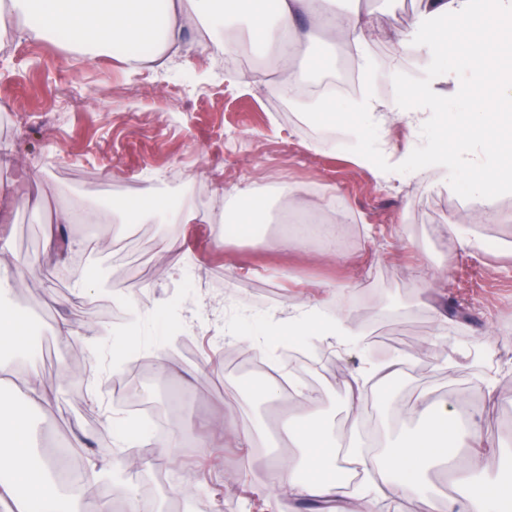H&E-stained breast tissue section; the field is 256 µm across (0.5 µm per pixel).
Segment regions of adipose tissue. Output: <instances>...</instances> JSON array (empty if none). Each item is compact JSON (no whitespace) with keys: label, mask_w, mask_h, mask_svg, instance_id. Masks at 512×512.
<instances>
[{"label":"adipose tissue","mask_w":512,"mask_h":512,"mask_svg":"<svg viewBox=\"0 0 512 512\" xmlns=\"http://www.w3.org/2000/svg\"><path fill=\"white\" fill-rule=\"evenodd\" d=\"M342 0H7L0 6V36L8 31L7 17L25 19L16 29L21 38H45L68 35L70 48L91 53L103 48H119L127 72L137 73L144 66L141 57L130 48L139 42L152 44L156 59L173 54L187 57L190 47L212 57L231 55L235 48L250 43L259 56L273 55L280 68L287 69L298 45L319 34L329 45L337 39L364 44L369 35V19L356 9H345ZM480 0H430L416 31L398 41L401 53L427 56L433 51H455L456 67L434 73L419 86L401 88L387 105H380L370 93L353 100L350 111L359 121L351 130V153L362 166L374 163L367 141L368 130L379 107L395 112L408 125H423L426 105L444 96L464 103V112L472 130L466 146H432L430 164L440 176L441 185L453 184L459 170H470L468 194L492 202L502 188L512 187V150L485 146L482 131L487 115H497L503 126L512 128V25L485 29L477 19ZM249 41H242V33ZM24 351L18 338L15 316L0 307V378L10 391L27 403L47 408L54 402L52 389L43 385L25 369ZM305 414L301 433L305 448L288 463L278 465L277 478L290 494L320 501L351 498L345 512H376L380 498L393 492L403 497H421L425 512H505L512 502V488L479 478L478 463L484 455L485 437L479 428L458 427L447 406L434 412L441 419L430 422L401 445L372 454L364 459V468L376 471L381 480L366 484L355 495H348L342 474L345 455L324 447L322 427L312 418L313 397L296 393ZM416 412L428 418L425 402ZM0 435L10 445L0 452V501L18 504L27 512L29 502L40 505V512H73L60 499L51 479L54 462L35 459L34 433L29 423L12 414H0ZM466 449L459 470L460 482L469 492L460 498L446 499L429 493L424 473L430 466L443 463L449 448ZM112 479L113 491L123 498L126 512H150L128 480H113L112 467L106 462H89L81 477V488L100 480Z\"/></svg>","instance_id":"ef3b65f1"}]
</instances>
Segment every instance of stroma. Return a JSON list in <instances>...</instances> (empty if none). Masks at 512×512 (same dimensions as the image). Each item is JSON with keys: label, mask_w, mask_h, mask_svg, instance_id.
Instances as JSON below:
<instances>
[{"label": "stroma", "mask_w": 512, "mask_h": 512, "mask_svg": "<svg viewBox=\"0 0 512 512\" xmlns=\"http://www.w3.org/2000/svg\"><path fill=\"white\" fill-rule=\"evenodd\" d=\"M356 6L372 21L366 51L376 64V98L422 84L426 61L399 55L396 40L414 28L425 0ZM193 63L187 81L178 57L167 70L148 66L131 75L111 53L91 58L62 40L19 39L0 51V142L13 147L0 184L14 185L19 199L45 198L40 212L19 203L0 223L9 241L0 269L15 277L10 305L27 328L23 340L37 354L40 380L56 396L47 412L13 403L36 426V455L66 446L79 462H114L120 477L153 489L154 512H328L290 496L261 454L294 450L280 440L278 419L295 413V403L261 394L264 381L291 377L315 393L338 448L356 411L394 444L421 426L409 411L418 394L453 401L490 444L482 468L512 482V189L488 205L466 193L465 171L447 187L429 177L382 182L345 147L357 121L347 98L312 123L304 110H282L266 87L232 79L206 55L195 54ZM460 107L441 99L420 128L384 113L371 147L389 165L427 163L450 111ZM24 167L39 172L38 182L14 184ZM283 187L298 189L296 210L335 226L338 241L301 236L283 247L294 230L279 220ZM149 190L184 209L189 223L64 224L61 236L76 241V250L47 254L46 236L67 205L120 210L142 203ZM240 190L265 201L259 229L229 228L211 212ZM166 239L181 248L159 254ZM79 273L99 282L95 297L112 306L111 319L73 294ZM125 296L138 303L139 321L122 305ZM315 299L328 307L347 302V318L363 336L390 337L385 354L290 335L294 308ZM62 320L77 330L67 342L54 333ZM187 342L190 358L179 354ZM234 352L274 367L246 370L233 364ZM143 359L159 369L144 383L143 401L161 410L169 431L185 430L190 417L232 422L251 432L256 452L184 445L170 462L159 456L150 424L116 453L113 436L128 432L129 411L115 398L114 379L133 374ZM392 359L404 360L407 371L369 381L352 408L354 376ZM490 392L493 407L483 403ZM76 436L86 437V447H71Z\"/></svg>", "instance_id": "stroma-1"}]
</instances>
